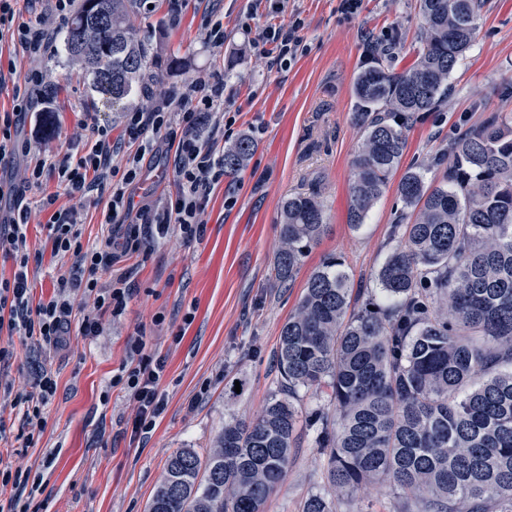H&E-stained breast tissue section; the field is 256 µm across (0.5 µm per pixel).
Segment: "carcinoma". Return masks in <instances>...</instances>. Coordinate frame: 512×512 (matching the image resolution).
Masks as SVG:
<instances>
[{"mask_svg": "<svg viewBox=\"0 0 512 512\" xmlns=\"http://www.w3.org/2000/svg\"><path fill=\"white\" fill-rule=\"evenodd\" d=\"M137 3L81 0L64 37L114 112L152 65L129 22ZM417 6L414 64L395 71L397 44L376 43L355 80L356 229L400 166L411 121L448 103L484 0ZM253 149L247 136L224 148V176ZM446 159L441 179L415 168L398 183L403 210L376 275L381 294L351 308L344 263L326 257L281 328L277 393L255 419L224 422L207 454H172L148 512H264L288 473L303 393L326 396L307 421L336 497L375 480L402 500L399 512H512V115L451 142ZM280 212L274 275L289 284L328 224L317 192L288 195ZM302 512L332 510L313 493Z\"/></svg>", "mask_w": 512, "mask_h": 512, "instance_id": "1", "label": "carcinoma"}]
</instances>
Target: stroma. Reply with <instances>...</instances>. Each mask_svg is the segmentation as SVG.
Masks as SVG:
<instances>
[{"label":"stroma","instance_id":"35a3bbf8","mask_svg":"<svg viewBox=\"0 0 512 512\" xmlns=\"http://www.w3.org/2000/svg\"><path fill=\"white\" fill-rule=\"evenodd\" d=\"M415 4L361 0L351 18L340 13L339 0H288L287 11L276 16L253 11L251 0H183L176 17L169 0H151L135 10L134 25L159 62L148 95L181 96L196 79H221L236 127L252 135L255 148L238 177L211 194L202 240L187 242L171 231L127 259L133 293L122 314L104 315L99 335H72L56 348L0 335V345L11 351L0 379L12 384L11 395L0 392V462L41 474L33 498L39 512H146L174 451L206 454L225 421L255 418L278 389L280 330L325 257H340L354 287L377 294L375 275L389 252L401 203L395 186H388L360 229L347 222L352 161L362 139L352 120L353 85L370 43L398 40L395 69L413 65L419 37ZM293 19L301 22L304 51L288 68L268 70L248 33ZM216 23L224 30L220 46L207 39ZM0 63L16 66L0 89V111L12 109L14 89L23 85L30 65L43 70L53 89L48 108L21 125L37 157L66 148L84 154L89 133L83 122L90 112L111 125L113 136L121 135L122 113L90 88L64 47L33 63L6 37L0 39ZM450 82L447 105L419 115L402 158L403 166L427 167L433 178L444 172L433 160L450 142L492 116L512 113V0H485L475 42ZM173 167L170 155L145 162L136 201L162 208L176 191ZM231 190L237 202L228 209L224 195ZM311 191L327 207L329 228L284 288L271 275L280 247V204L288 194ZM48 192L57 193L58 207H78L83 243L104 236L100 206H76L61 193L55 173L45 172L42 186L28 187L24 204L30 211L27 240L37 266V302L49 301L58 279L72 275L71 260L52 253L51 213L41 207ZM188 313L193 320L187 324ZM140 333L147 353L165 362L166 409L144 438L132 433L133 399L109 385ZM43 371L53 374L57 389L44 410L43 432L26 448L19 440L24 423L11 396L32 390ZM328 491L324 456L311 432L299 427L287 478L264 512H301L310 494ZM396 505L388 487L373 482L333 500L332 510L394 512Z\"/></svg>","mask_w":512,"mask_h":512}]
</instances>
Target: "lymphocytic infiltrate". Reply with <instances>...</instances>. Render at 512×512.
<instances>
[{"mask_svg": "<svg viewBox=\"0 0 512 512\" xmlns=\"http://www.w3.org/2000/svg\"><path fill=\"white\" fill-rule=\"evenodd\" d=\"M35 10V24L17 21L12 0H0V35L12 40L30 58L52 52L56 36L70 20L73 0H24ZM300 21L274 24L260 29L253 46L269 67L280 69L302 47L298 35ZM224 87L203 79L193 84L191 95L175 99L162 94L150 109H134L123 115V135L113 140L112 130L100 125L94 117H86L84 127L91 144L80 157L60 152L52 160H37L26 165L21 184H40L45 169L57 172L68 196L90 198L109 195L110 202L101 212V222L108 228L104 244L85 246L77 227V213L56 208V195L49 194L42 206L52 209L50 230L55 254L71 257L77 274L60 281L57 294L49 301L34 302L29 279L27 243L28 212L14 208L0 216V240L8 244L7 253L14 260L11 278L0 279V330L18 333L25 338L58 346L71 330L82 336L98 335L105 314H121L132 294L130 270H118L122 258L146 250L154 232L175 227L183 239H202L207 226L201 215L216 184L224 178V157L214 143L205 138V128L214 115L224 114V137L232 139L235 117L225 115ZM46 77L39 69H30L24 90L15 94L12 110L0 113V161L18 154H30L29 143L20 141L17 128L35 103L47 98ZM174 155V172L178 188L168 197L162 209L150 204L135 205L133 189L140 180L142 162L163 152ZM125 153L123 165H115L112 157ZM109 272L102 280L101 272ZM91 299L93 311H85L84 299ZM131 367L112 378V385L124 386L138 405L133 431L149 434L155 420L165 410L159 391L163 363L147 353L143 340H135L130 348ZM57 383L50 373L40 375L33 391L19 394L12 406L21 413L30 429L26 443H33L36 433L45 427L44 408L54 397Z\"/></svg>", "mask_w": 512, "mask_h": 512, "instance_id": "obj_1", "label": "lymphocytic infiltrate"}]
</instances>
